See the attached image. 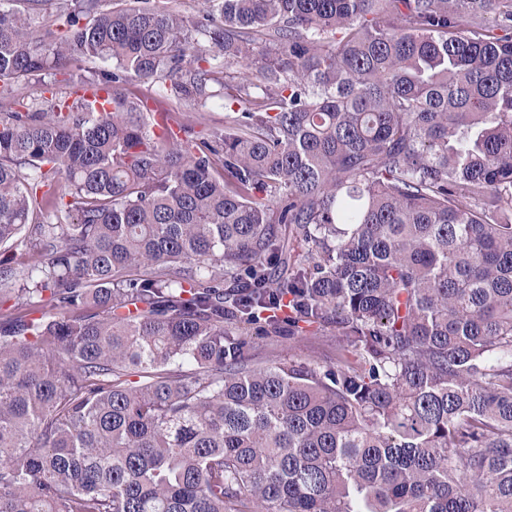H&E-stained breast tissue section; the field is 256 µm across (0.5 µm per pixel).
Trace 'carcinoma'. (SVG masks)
<instances>
[{"mask_svg":"<svg viewBox=\"0 0 512 512\" xmlns=\"http://www.w3.org/2000/svg\"><path fill=\"white\" fill-rule=\"evenodd\" d=\"M47 2L0 0V512H512V0ZM301 322L335 363L253 361ZM204 0H156L151 2L159 8L180 11L186 15L201 19L204 9Z\"/></svg>","mask_w":512,"mask_h":512,"instance_id":"obj_1","label":"carcinoma"}]
</instances>
